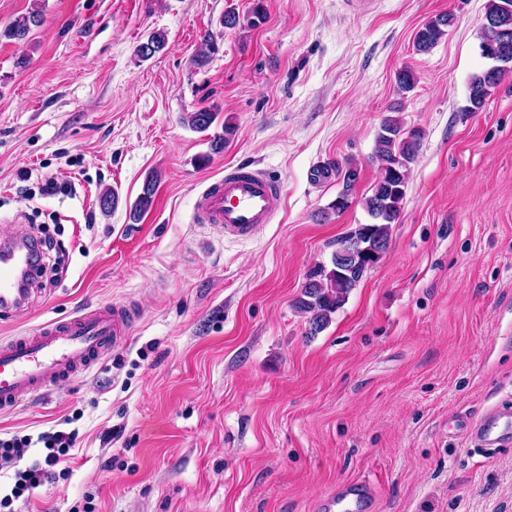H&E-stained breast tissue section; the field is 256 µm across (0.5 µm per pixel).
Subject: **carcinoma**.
I'll use <instances>...</instances> for the list:
<instances>
[{
	"mask_svg": "<svg viewBox=\"0 0 512 512\" xmlns=\"http://www.w3.org/2000/svg\"><path fill=\"white\" fill-rule=\"evenodd\" d=\"M507 0H489L486 6L485 22L481 35V55L492 65L473 73L468 81V105L466 111L478 112L486 102L489 89L495 87L501 79L512 75V46L504 47L505 40L512 37V7H506ZM42 20L39 11L13 20L0 37L22 41L27 38L31 27ZM454 24V14L440 13L429 19L416 33L414 49L426 53L434 48L448 34V28ZM167 47L166 35L162 32L150 34L146 41L137 46V56L149 59ZM217 119V113L207 107L187 114L183 123L197 132L208 130ZM422 131L417 128L407 129L401 120L394 116L382 119L376 135V157L381 165V173L372 187L370 195L364 197L363 206L371 222L359 224L347 238H355L362 246L376 242H389L390 225L397 221L406 195L410 164L417 157ZM344 170L342 189L331 203L330 209L336 212L346 210L351 203V196L360 176V169L348 163L334 170ZM156 191V179H147L143 192L134 205V212L141 213L152 204ZM371 258L359 252L351 262L339 265L331 262V267L320 265L307 274L301 296L294 306L309 315L308 334L314 336L323 331L331 320V314L341 308L350 292L364 273L370 269Z\"/></svg>",
	"mask_w": 512,
	"mask_h": 512,
	"instance_id": "cac0c4a2",
	"label": "carcinoma"
}]
</instances>
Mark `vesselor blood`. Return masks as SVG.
Returning a JSON list of instances; mask_svg holds the SVG:
<instances>
[{
  "instance_id": "1",
  "label": "vessel or blood",
  "mask_w": 512,
  "mask_h": 512,
  "mask_svg": "<svg viewBox=\"0 0 512 512\" xmlns=\"http://www.w3.org/2000/svg\"><path fill=\"white\" fill-rule=\"evenodd\" d=\"M279 186L270 176L237 167L208 185L200 196L198 214L225 236L254 237L274 216ZM32 250L23 236L0 241V313L22 307L38 268L30 264ZM134 323L122 305L49 320L39 329L0 340V411L40 397L83 375L127 340ZM483 446L500 445L512 435V412L494 409L474 428ZM368 485L343 484L336 505L348 512L352 501L369 498Z\"/></svg>"
}]
</instances>
